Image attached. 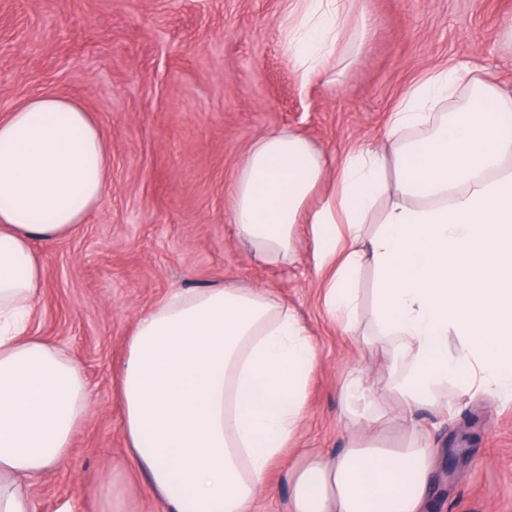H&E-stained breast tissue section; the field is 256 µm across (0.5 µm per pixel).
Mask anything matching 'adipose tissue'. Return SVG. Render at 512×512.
I'll list each match as a JSON object with an SVG mask.
<instances>
[{"mask_svg": "<svg viewBox=\"0 0 512 512\" xmlns=\"http://www.w3.org/2000/svg\"><path fill=\"white\" fill-rule=\"evenodd\" d=\"M368 31L350 0H297L284 41L299 82ZM384 140L387 151L347 153L311 210L329 174L323 154L300 134H263L238 170L231 215L265 262L286 259L295 224H308L331 271L327 312L343 327L361 303L356 272L372 267L362 345L387 352L388 389L411 428L447 382L512 392V87L473 70L430 74L398 101ZM107 169L106 136L73 100L37 94L0 120V512H33L31 487L68 464L88 415L79 367L29 323L45 285L39 245L87 220ZM317 366L295 312L260 288L178 289L139 315L117 396L129 456L163 512H251L296 446ZM431 468L418 442L304 453L288 471L286 512H419Z\"/></svg>", "mask_w": 512, "mask_h": 512, "instance_id": "1", "label": "adipose tissue"}]
</instances>
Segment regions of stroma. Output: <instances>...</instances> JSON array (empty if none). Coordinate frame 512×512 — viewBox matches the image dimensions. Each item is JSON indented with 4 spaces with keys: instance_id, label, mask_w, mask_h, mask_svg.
Returning a JSON list of instances; mask_svg holds the SVG:
<instances>
[{
    "instance_id": "obj_1",
    "label": "stroma",
    "mask_w": 512,
    "mask_h": 512,
    "mask_svg": "<svg viewBox=\"0 0 512 512\" xmlns=\"http://www.w3.org/2000/svg\"><path fill=\"white\" fill-rule=\"evenodd\" d=\"M293 0H0V116L38 93L91 112L108 143L111 190L85 224L42 246L46 286L36 331L77 362L90 415L67 467L35 483L34 512H101L111 479L120 512H158L131 461L117 387L137 314L174 288L236 283L288 303L319 365L306 390L298 452L271 469L252 512H284L285 473L299 451L333 455L364 435L340 398L362 365L386 382L383 350H359L330 320L327 272L307 225L285 264L253 259L231 222V188L249 144L269 131L305 136L336 165L381 147L391 111L426 71L476 70L512 85V0H354L371 20L360 51L301 84L283 42ZM420 408L437 450L423 512H512V397L441 391ZM377 445L410 432L393 394L376 403Z\"/></svg>"
}]
</instances>
